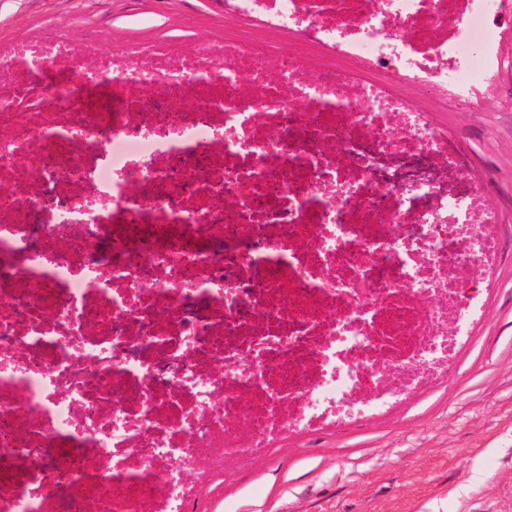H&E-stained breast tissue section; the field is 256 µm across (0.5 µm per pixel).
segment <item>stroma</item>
<instances>
[{"mask_svg":"<svg viewBox=\"0 0 512 512\" xmlns=\"http://www.w3.org/2000/svg\"><path fill=\"white\" fill-rule=\"evenodd\" d=\"M241 26L213 0H0L1 45L48 30L116 46L176 36L191 50ZM498 51L504 65L469 103L404 90L473 159L468 177L438 169L432 178L453 194L484 182L502 236L498 261L477 284L482 311L447 380L364 426L301 433L230 461L211 512H512V24Z\"/></svg>","mask_w":512,"mask_h":512,"instance_id":"35a3bbf8","label":"stroma"}]
</instances>
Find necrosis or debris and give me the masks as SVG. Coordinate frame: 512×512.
<instances>
[{
	"label": "necrosis or debris",
	"instance_id": "necrosis-or-debris-1",
	"mask_svg": "<svg viewBox=\"0 0 512 512\" xmlns=\"http://www.w3.org/2000/svg\"><path fill=\"white\" fill-rule=\"evenodd\" d=\"M224 9L251 30L190 52L0 46V512H209L225 462L376 419L468 334L486 188L381 159L468 175L401 90L467 102L512 0Z\"/></svg>",
	"mask_w": 512,
	"mask_h": 512
}]
</instances>
